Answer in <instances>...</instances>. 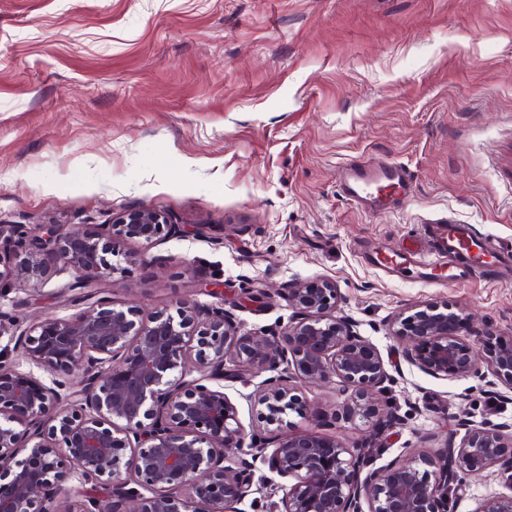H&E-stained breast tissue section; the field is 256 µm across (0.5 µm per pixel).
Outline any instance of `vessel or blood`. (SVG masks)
Returning a JSON list of instances; mask_svg holds the SVG:
<instances>
[{
  "label": "vessel or blood",
  "instance_id": "b4317fda",
  "mask_svg": "<svg viewBox=\"0 0 512 512\" xmlns=\"http://www.w3.org/2000/svg\"><path fill=\"white\" fill-rule=\"evenodd\" d=\"M342 191L354 201L378 208L397 206L412 195L404 169L388 163H366L350 168ZM428 260L435 267H449L451 279L461 282L481 273L501 281L512 279V247L495 244L472 232L469 225L441 222L430 225Z\"/></svg>",
  "mask_w": 512,
  "mask_h": 512
}]
</instances>
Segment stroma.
I'll list each match as a JSON object with an SVG mask.
<instances>
[{"mask_svg": "<svg viewBox=\"0 0 512 512\" xmlns=\"http://www.w3.org/2000/svg\"><path fill=\"white\" fill-rule=\"evenodd\" d=\"M374 158L408 168L410 200L375 209L341 195V167ZM141 208L188 234L114 237L116 306L221 303L240 333L275 334L293 313L288 284L336 286L338 314L392 376L374 416L327 429L370 443L371 467L436 454L472 425L512 427V387L485 365L426 374L386 328L437 304L466 315V338L512 336V283L373 262L442 219L512 246V0H0V224L66 231ZM77 277L59 265L35 290L4 283L0 310L75 315ZM215 283L223 296L204 292ZM265 378L223 382L244 426ZM298 393L308 412L282 433L354 396L337 383ZM390 410L402 425L378 433ZM511 494L494 466L464 480L450 512Z\"/></svg>", "mask_w": 512, "mask_h": 512, "instance_id": "1", "label": "stroma"}]
</instances>
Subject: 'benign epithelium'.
I'll return each instance as SVG.
<instances>
[{
    "instance_id": "1",
    "label": "benign epithelium",
    "mask_w": 512,
    "mask_h": 512,
    "mask_svg": "<svg viewBox=\"0 0 512 512\" xmlns=\"http://www.w3.org/2000/svg\"><path fill=\"white\" fill-rule=\"evenodd\" d=\"M146 246L184 236L179 224L155 209L114 219ZM0 282L42 286L50 268L79 272L82 310L47 317L19 330L0 312V341L21 350L32 368L0 365V512H241L259 492L251 458L260 454L280 481L268 497L274 512H447L462 480L499 465L512 486V432L472 426L457 448L432 457L363 472L366 445L346 447L314 425L294 434L279 430L291 413L307 412L294 383L340 381L356 392L341 417L360 413L369 395L391 381L377 348L357 324L336 315L335 286L295 283L286 288L294 315L277 335H240L222 306L184 302L176 314L138 317L90 291L113 274L112 225L89 231L76 224L58 233L48 224H0ZM466 317L427 306L396 317L390 335L412 343L403 358L435 377L475 372V352L460 336ZM487 371L512 387V337L487 342ZM270 370L259 398V425L247 430L224 391L208 381L225 376L226 363ZM81 372L73 391L36 374ZM200 377L190 378L191 372ZM427 466L422 471L419 465ZM112 488V498L74 495L67 471ZM188 490L180 498L178 489Z\"/></svg>"
}]
</instances>
